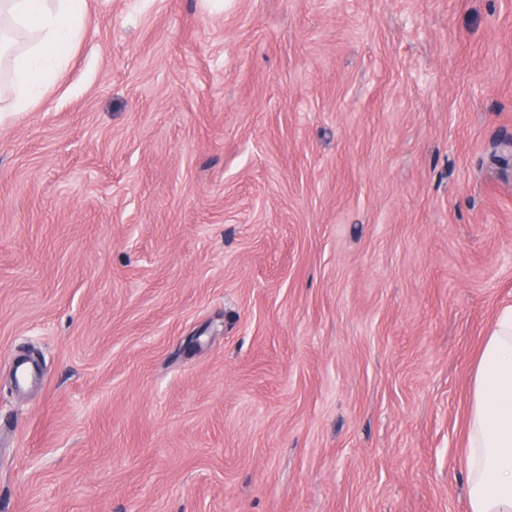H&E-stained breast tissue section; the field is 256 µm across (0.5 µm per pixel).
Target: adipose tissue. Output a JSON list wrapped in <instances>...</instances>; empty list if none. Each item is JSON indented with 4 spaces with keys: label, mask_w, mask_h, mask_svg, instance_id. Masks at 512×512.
Listing matches in <instances>:
<instances>
[{
    "label": "adipose tissue",
    "mask_w": 512,
    "mask_h": 512,
    "mask_svg": "<svg viewBox=\"0 0 512 512\" xmlns=\"http://www.w3.org/2000/svg\"><path fill=\"white\" fill-rule=\"evenodd\" d=\"M85 0H0V68L9 95L0 112L41 97L82 33ZM469 512H512V306L498 314L476 365L467 412Z\"/></svg>",
    "instance_id": "ef3b65f1"
}]
</instances>
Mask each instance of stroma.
I'll return each mask as SVG.
<instances>
[{
    "label": "stroma",
    "mask_w": 512,
    "mask_h": 512,
    "mask_svg": "<svg viewBox=\"0 0 512 512\" xmlns=\"http://www.w3.org/2000/svg\"><path fill=\"white\" fill-rule=\"evenodd\" d=\"M510 305L512 0H86L0 112V512H469Z\"/></svg>",
    "instance_id": "stroma-1"
}]
</instances>
